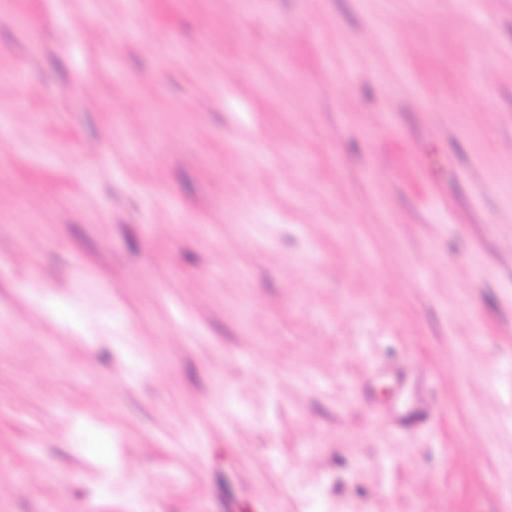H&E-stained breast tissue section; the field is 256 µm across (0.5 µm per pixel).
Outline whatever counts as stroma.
Returning <instances> with one entry per match:
<instances>
[{
    "instance_id": "obj_1",
    "label": "stroma",
    "mask_w": 512,
    "mask_h": 512,
    "mask_svg": "<svg viewBox=\"0 0 512 512\" xmlns=\"http://www.w3.org/2000/svg\"><path fill=\"white\" fill-rule=\"evenodd\" d=\"M0 512H512V0H0Z\"/></svg>"
}]
</instances>
